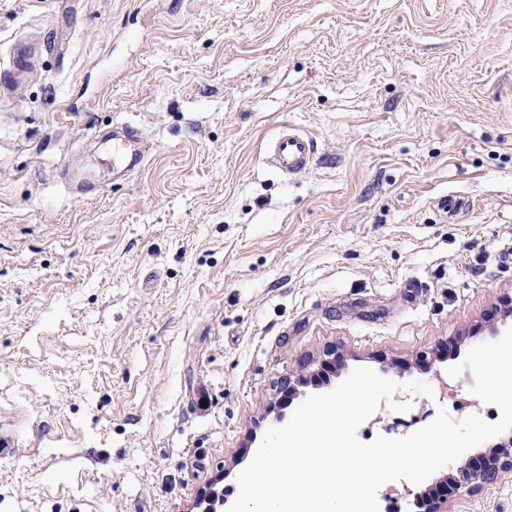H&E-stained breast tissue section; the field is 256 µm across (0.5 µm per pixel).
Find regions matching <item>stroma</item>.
I'll return each instance as SVG.
<instances>
[{
    "mask_svg": "<svg viewBox=\"0 0 512 512\" xmlns=\"http://www.w3.org/2000/svg\"><path fill=\"white\" fill-rule=\"evenodd\" d=\"M60 32L0 101V512H227L307 396L512 327V0H0V80ZM447 510L512 512V471ZM36 45L20 40L13 45L11 56L12 68L10 78L1 85V92L8 96L14 94L21 82V77L27 73L30 65V59L37 52ZM148 149L140 130L127 123L116 124L112 132V166L122 175L145 167ZM314 158L310 138L296 131H288L275 138L269 148L271 164L288 176L309 168Z\"/></svg>",
    "mask_w": 512,
    "mask_h": 512,
    "instance_id": "obj_1",
    "label": "stroma"
}]
</instances>
